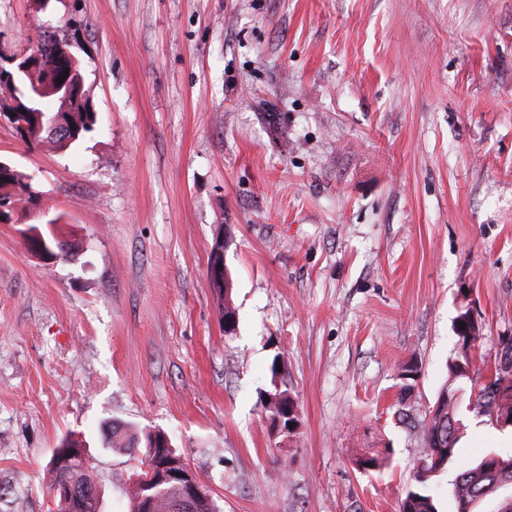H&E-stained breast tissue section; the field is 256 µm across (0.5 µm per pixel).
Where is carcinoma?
<instances>
[{"instance_id":"cac0c4a2","label":"carcinoma","mask_w":512,"mask_h":512,"mask_svg":"<svg viewBox=\"0 0 512 512\" xmlns=\"http://www.w3.org/2000/svg\"><path fill=\"white\" fill-rule=\"evenodd\" d=\"M11 73L6 66L0 71V93H11L28 104L26 90L30 79L25 75H14V80L3 83L2 78ZM25 187V175L15 170L13 173L0 174V197H7L16 187ZM465 326H459V323ZM454 332L459 351L448 363V381L441 387L436 402L437 410L429 411L421 420L403 415L402 422L421 433L419 468L414 474L413 484L406 489L401 499L400 512H440L437 498L433 494L432 484L439 474L453 468L456 475L448 488L450 500L455 512H467V506L481 489L499 484L512 488V455L503 456L490 452L477 460H468L460 456L458 444L466 430L464 411L475 412L488 418L492 425L501 429L512 428V336L499 337L502 347L500 365L495 367V381L484 383L481 371L476 367L472 349L483 338V326L473 317L471 310L462 307L455 318ZM271 388L265 391L261 404L267 418L282 415L284 422H293L290 418L295 402L288 390L277 383L279 371L272 365ZM162 432H147L140 436L129 433L118 424L105 429V442L111 448L132 451L136 448L150 447L153 437ZM392 449L366 450L355 458V466L362 471L379 470L389 463ZM70 482L82 489L78 499L69 502L53 500L52 512H97V483L91 471L75 466L70 470L47 466L46 494H51L58 483Z\"/></svg>"}]
</instances>
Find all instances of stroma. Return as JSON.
Instances as JSON below:
<instances>
[{
    "mask_svg": "<svg viewBox=\"0 0 512 512\" xmlns=\"http://www.w3.org/2000/svg\"><path fill=\"white\" fill-rule=\"evenodd\" d=\"M44 34L98 124L64 150L0 124L75 245L51 263L28 215L0 223V512H48L67 436L97 512H129L143 456L108 421L164 430L224 512H400L421 440L398 416L431 409L459 309L484 373L512 336V0H0V56ZM276 359L290 437L260 403ZM366 443L390 466L359 471ZM489 451L512 430L469 413L460 454ZM222 254V251L220 249H215L214 258L213 257V250L212 253H210V259L209 263H211L209 267V277L213 285H215V288L218 289L220 293L224 292V310L222 311V318L226 319L227 317H233L234 323L232 325V328L235 326V308L231 305V300L229 298L230 295V282L226 276H224V260L220 257ZM212 261V262H211ZM217 284H220L219 286H216ZM224 286H221L223 285Z\"/></svg>",
    "mask_w": 512,
    "mask_h": 512,
    "instance_id": "1",
    "label": "stroma"
}]
</instances>
